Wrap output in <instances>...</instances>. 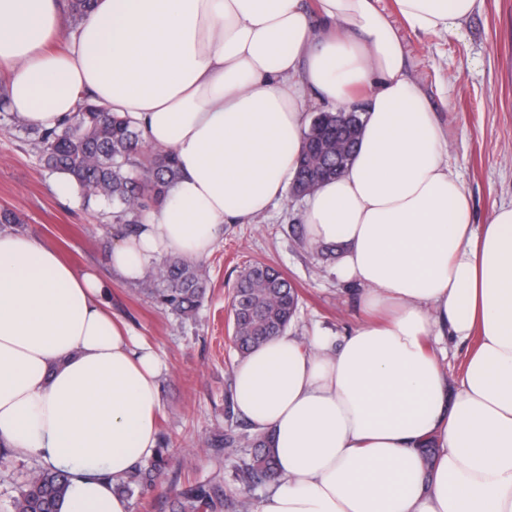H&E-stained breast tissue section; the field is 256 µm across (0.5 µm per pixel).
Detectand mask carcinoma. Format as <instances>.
<instances>
[{"instance_id": "1", "label": "carcinoma", "mask_w": 512, "mask_h": 512, "mask_svg": "<svg viewBox=\"0 0 512 512\" xmlns=\"http://www.w3.org/2000/svg\"><path fill=\"white\" fill-rule=\"evenodd\" d=\"M92 0H68L69 27L75 29L91 9ZM39 161L53 173L69 177L86 207L110 209L116 232L128 233L140 223L145 210L160 204L179 178L169 151L155 149L132 120L84 101L59 129L47 130L20 124ZM360 128L336 125V113L319 112L310 123L298 156V169L290 190L318 186L338 176L336 158L346 168L353 160ZM24 219L8 208L0 210V231L18 232ZM141 291L152 295L164 308L184 317L196 314L206 291L204 264L169 258L140 282ZM300 304L297 289L278 269L256 263L246 266L237 282L231 308L232 340L241 355L248 354L269 337L288 329ZM250 442L254 453L243 463L238 479L247 488L277 484L275 454L268 440L257 433L236 435L220 432L210 448H234ZM164 466L156 459L115 482L128 496L152 485ZM69 475L46 467L32 473L19 486L12 512H55L56 500L65 494ZM224 495L208 484L189 486L181 493L178 512H217Z\"/></svg>"}]
</instances>
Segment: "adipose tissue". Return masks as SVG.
Returning a JSON list of instances; mask_svg holds the SVG:
<instances>
[{"mask_svg": "<svg viewBox=\"0 0 512 512\" xmlns=\"http://www.w3.org/2000/svg\"><path fill=\"white\" fill-rule=\"evenodd\" d=\"M379 0H96L65 50L62 0H0L8 110L56 127L83 96L130 117L180 176L112 248L137 283L205 259L293 181L307 101L361 106L346 170L307 196L310 245L371 320L268 339L233 401L277 450L253 512H512V205L475 226L448 141ZM477 0H396L454 33ZM109 286L30 234L0 232V443L67 471L57 512H130L114 483L152 460L168 366L107 309ZM474 339L456 383L446 338Z\"/></svg>", "mask_w": 512, "mask_h": 512, "instance_id": "ef3b65f1", "label": "adipose tissue"}]
</instances>
